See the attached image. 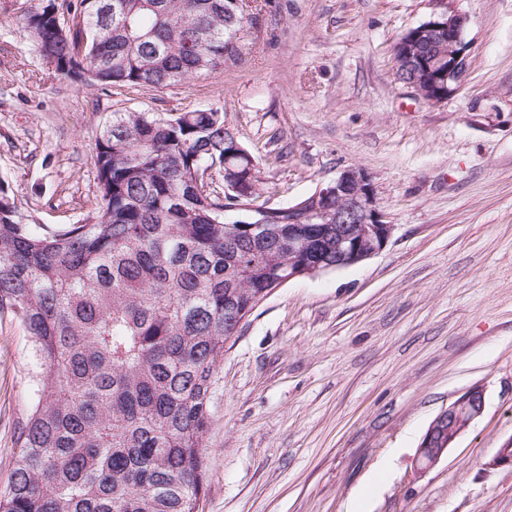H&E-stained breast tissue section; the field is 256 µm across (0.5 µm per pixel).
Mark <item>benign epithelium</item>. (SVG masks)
Instances as JSON below:
<instances>
[{
	"mask_svg": "<svg viewBox=\"0 0 512 512\" xmlns=\"http://www.w3.org/2000/svg\"><path fill=\"white\" fill-rule=\"evenodd\" d=\"M469 17L447 10L413 29L404 55L425 66L424 82H408L415 95L432 105L443 103L460 88L468 70V45L464 32ZM290 224L336 225V263L320 262L313 274L357 265L381 253L395 227L385 220L378 193L361 167L341 170L336 178L317 189L314 204L288 206ZM485 392L474 386L432 421L418 448L414 471L421 476L434 467L471 423L481 416ZM489 469L512 467V447L500 448L488 460Z\"/></svg>",
	"mask_w": 512,
	"mask_h": 512,
	"instance_id": "benign-epithelium-1",
	"label": "benign epithelium"
}]
</instances>
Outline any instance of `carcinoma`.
Returning a JSON list of instances; mask_svg holds the SVG:
<instances>
[{"instance_id":"1","label":"carcinoma","mask_w":512,"mask_h":512,"mask_svg":"<svg viewBox=\"0 0 512 512\" xmlns=\"http://www.w3.org/2000/svg\"><path fill=\"white\" fill-rule=\"evenodd\" d=\"M45 0L24 15L52 69L91 85L164 88L240 55L235 0ZM96 206L38 224L0 183V313L24 328L37 399L0 512H202L211 386L234 319L288 263L336 262V225L305 253L288 207L233 214L261 191L256 158L216 109L112 112L94 147ZM239 191L206 189L213 175Z\"/></svg>"}]
</instances>
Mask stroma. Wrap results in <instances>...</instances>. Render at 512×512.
I'll use <instances>...</instances> for the list:
<instances>
[{
  "instance_id": "35a3bbf8",
  "label": "stroma",
  "mask_w": 512,
  "mask_h": 512,
  "mask_svg": "<svg viewBox=\"0 0 512 512\" xmlns=\"http://www.w3.org/2000/svg\"><path fill=\"white\" fill-rule=\"evenodd\" d=\"M0 0V181L40 224L98 195L111 112L213 108L259 163L256 205H291L359 166L393 237L358 265L290 280L242 322L212 386L204 512H512V0H246L242 59L156 89L82 85ZM465 12L469 68L447 102L394 77L399 37ZM21 324L0 313V486L37 396ZM485 407L423 476L432 420Z\"/></svg>"
}]
</instances>
